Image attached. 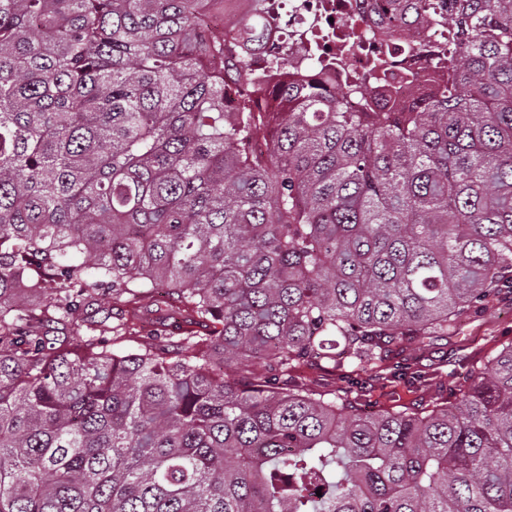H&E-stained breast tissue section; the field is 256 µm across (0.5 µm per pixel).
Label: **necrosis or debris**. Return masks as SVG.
Segmentation results:
<instances>
[{"label": "necrosis or debris", "mask_w": 512, "mask_h": 512, "mask_svg": "<svg viewBox=\"0 0 512 512\" xmlns=\"http://www.w3.org/2000/svg\"><path fill=\"white\" fill-rule=\"evenodd\" d=\"M245 14L263 18L265 39L251 56L254 72H269L271 55H279L288 78L307 79L313 60L324 61L322 76L330 85L346 86L344 71L331 65V58L347 43L354 49L348 57L349 70L366 72L375 55L400 48L401 66L386 80L401 84L406 71L431 66L426 53L406 50V42L380 24L373 0H208L201 9L203 20L232 28Z\"/></svg>", "instance_id": "obj_1"}]
</instances>
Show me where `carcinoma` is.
<instances>
[{
  "label": "carcinoma",
  "mask_w": 512,
  "mask_h": 512,
  "mask_svg": "<svg viewBox=\"0 0 512 512\" xmlns=\"http://www.w3.org/2000/svg\"><path fill=\"white\" fill-rule=\"evenodd\" d=\"M201 8L0 0V512H512V342L430 408L288 379L512 290V0H378L448 28L406 98L261 82ZM158 288L204 332L108 344Z\"/></svg>",
  "instance_id": "1"
}]
</instances>
